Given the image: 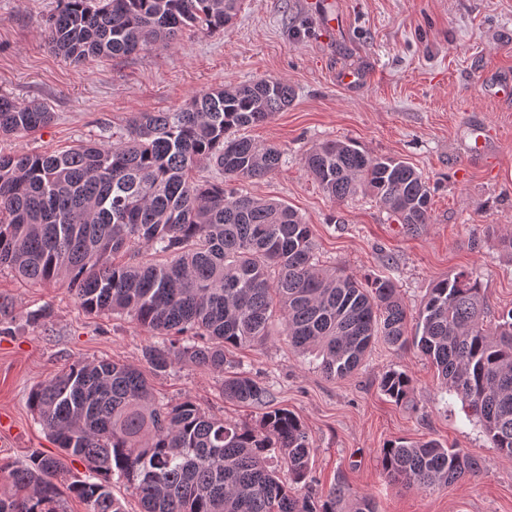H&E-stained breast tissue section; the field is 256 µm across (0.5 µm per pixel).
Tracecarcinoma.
<instances>
[{"label":"carcinoma","instance_id":"1","mask_svg":"<svg viewBox=\"0 0 512 512\" xmlns=\"http://www.w3.org/2000/svg\"><path fill=\"white\" fill-rule=\"evenodd\" d=\"M45 33L58 55L82 63L172 46L186 26L226 31L239 0H60ZM283 79L227 84L196 95L177 112L134 117L116 143L42 154H0V270L34 283L68 280L88 315L126 314L171 337L143 353L148 372L112 360L78 362L29 394V407L59 457L34 451L28 463H0V512H65L59 480L86 512H124L116 475L132 485L141 512H375L371 499L336 484L322 504L308 488L312 437L293 412L273 408L253 425L207 414L190 399L159 405L149 376L178 363L224 374V398L258 404L266 386L227 374L224 351L259 343L279 307L289 345L312 354L328 378L361 364L375 341L412 342L456 394L493 447L512 457V310L485 321L481 288L462 271L436 282L419 309L421 334H405L407 309L386 278L361 282L316 257L311 225L291 206L234 186L277 170L283 152L236 136L290 105ZM42 103L0 94V134L48 126ZM323 192L343 200L371 194L401 224L429 223L432 192L414 167L326 140L303 156ZM212 179L194 173L202 167ZM159 262L116 261L135 247ZM380 389L409 400L412 379L389 369ZM288 469L290 486L269 465ZM90 473L70 475L68 462ZM384 473L419 490L450 486L477 472L476 458L436 440L391 441Z\"/></svg>","mask_w":512,"mask_h":512}]
</instances>
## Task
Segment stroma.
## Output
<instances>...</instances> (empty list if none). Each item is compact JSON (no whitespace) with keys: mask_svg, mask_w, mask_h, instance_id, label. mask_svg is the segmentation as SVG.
<instances>
[{"mask_svg":"<svg viewBox=\"0 0 512 512\" xmlns=\"http://www.w3.org/2000/svg\"><path fill=\"white\" fill-rule=\"evenodd\" d=\"M242 0L224 32L183 30L176 45L130 56L70 64L48 46L45 24L59 0H0V94L41 102L51 124L22 136H0V153H44L105 140L139 112H173L203 91L280 78L295 97L268 123L245 129L256 142L284 152L275 172L243 182L244 192L291 205L311 224L316 255L327 266L368 280L390 278L410 311L429 288L468 271L496 323L512 309V257L498 241L512 235V97L495 82L512 77V0ZM364 72L346 86L340 72ZM487 135L483 153L470 147ZM344 140L373 156L403 160L432 191L430 222L411 229L370 195L337 200L307 175L303 153ZM7 301L0 334V417L9 418L12 446L0 460L26 464L32 451L56 455L30 410L38 383L78 361L110 359L144 366L145 346L162 338L120 316H90L66 284L30 285L0 272ZM50 317L29 323L39 306ZM269 391L271 406L295 413L314 441V502L348 484L370 497L376 512H512V458L492 448L466 417L433 367L414 347L376 341L349 376L329 379L288 345L280 318L265 341L226 353ZM406 372L409 404L380 389L382 374ZM162 403L189 398L209 413L251 423L260 405L225 399L222 376L191 363L152 380ZM434 439L480 462L478 473L430 491L390 482L380 463L388 442Z\"/></svg>","mask_w":512,"mask_h":512,"instance_id":"35a3bbf8","label":"stroma"}]
</instances>
